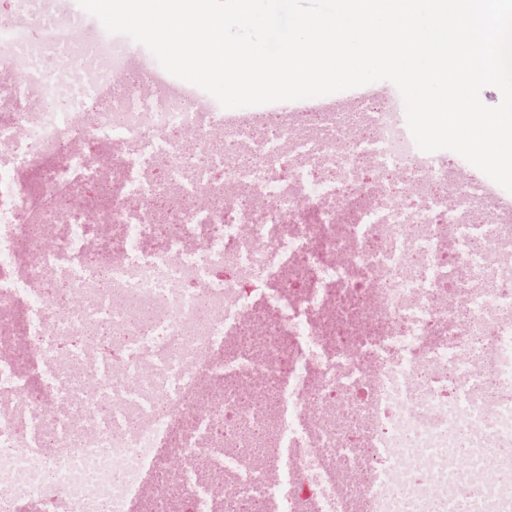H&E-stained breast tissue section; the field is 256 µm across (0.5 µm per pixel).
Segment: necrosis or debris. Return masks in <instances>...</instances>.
<instances>
[{
	"label": "necrosis or debris",
	"mask_w": 512,
	"mask_h": 512,
	"mask_svg": "<svg viewBox=\"0 0 512 512\" xmlns=\"http://www.w3.org/2000/svg\"><path fill=\"white\" fill-rule=\"evenodd\" d=\"M111 36L0 23V512H137L209 457L258 512H512V229L402 97L263 135L154 93ZM109 202L99 205L100 191ZM263 322L264 358L243 341ZM121 343L120 359L94 340ZM253 364L288 401L250 431Z\"/></svg>",
	"instance_id": "necrosis-or-debris-1"
}]
</instances>
